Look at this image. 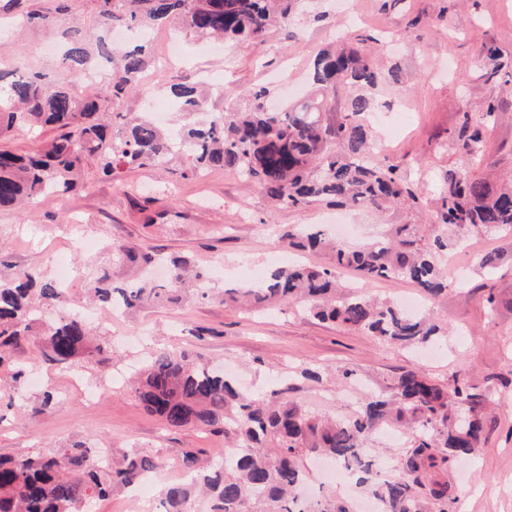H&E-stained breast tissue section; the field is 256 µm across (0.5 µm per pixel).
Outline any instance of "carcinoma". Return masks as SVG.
Returning <instances> with one entry per match:
<instances>
[{"mask_svg":"<svg viewBox=\"0 0 512 512\" xmlns=\"http://www.w3.org/2000/svg\"><path fill=\"white\" fill-rule=\"evenodd\" d=\"M296 0H105L103 24L152 29L168 18L182 19L183 30L232 40L262 37L272 24L288 18ZM70 38L66 60L82 71L89 62L84 36ZM99 56L112 64L111 94L119 99L139 91L142 74L153 63L146 46L117 50L99 41ZM487 80L512 82L502 73L495 50L486 53ZM313 98L283 110L267 107L269 90L245 91L242 102L204 121L163 131L135 119L115 131L103 121L97 99L78 100L63 86L48 89L39 74L15 67L0 70V140L18 131L52 126L59 135L32 155L0 149V212L27 200L62 197L76 186L85 160L94 158L103 176L123 168L167 169L183 159V177H197L213 167L236 172L258 185L278 209L313 202L357 208L397 206L414 198L397 168L370 158L368 119L372 101L364 94L347 98L334 118L331 95L342 83L372 86L378 79L374 56L355 48L326 49L312 64ZM169 93L189 108L202 110L198 87L169 86ZM457 139L473 158L482 157V133L463 126ZM441 219L461 230H512V184L498 187L449 170L439 187ZM288 246L324 253L328 262L315 267L291 264L269 273L259 284L224 289V301L243 300L257 310L302 304L305 314L339 323L381 343L403 347L437 346L445 330L429 317L411 315L392 301L338 291L337 273L353 270L361 279L406 280L436 297L447 287L437 255L447 247L442 236L425 239L411 224L394 226L389 235L356 249L319 228H290ZM165 282H109L107 273L89 278V293L107 304L133 311L182 298L188 271L184 258L170 260ZM57 281L39 271L14 266L0 277V366L10 349L44 326L43 356L67 364L91 361L107 349L94 343L80 315L64 312L52 321L45 313L59 306ZM135 392L144 409L169 426H198L224 432V460L201 461L199 452L182 453L187 479L161 489L165 512H186L196 489L209 498L208 512H349L342 501L316 502L298 495L304 461L326 455L349 471L356 484L377 501L380 512H451L457 497L448 482L455 459L472 460L485 442L482 394L461 374L446 387L419 370H406L381 391L363 397L354 413L313 415L281 397L245 396L223 372L188 354L154 352L144 360ZM412 434L398 465L383 474L364 442L386 426ZM83 442L18 460L0 459V512H80L106 498L115 486L131 487L156 469L147 455L130 450L107 466L95 460Z\"/></svg>","mask_w":512,"mask_h":512,"instance_id":"carcinoma-1","label":"carcinoma"}]
</instances>
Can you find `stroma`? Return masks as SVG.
Returning a JSON list of instances; mask_svg holds the SVG:
<instances>
[{
  "label": "stroma",
  "mask_w": 512,
  "mask_h": 512,
  "mask_svg": "<svg viewBox=\"0 0 512 512\" xmlns=\"http://www.w3.org/2000/svg\"><path fill=\"white\" fill-rule=\"evenodd\" d=\"M102 5L103 0H0V31L10 39L0 49V68L24 59L49 82L80 96L84 89L78 74L63 59L62 33L77 28L87 42H96L105 33L99 24ZM348 9L344 17L336 0H299L288 22L244 43L204 42L181 34L186 62L164 80L197 84L206 70L213 83L232 93L266 86L283 100L288 90L307 89L311 62L327 44L336 41L375 52L380 73L369 95L376 107L400 103L412 117L398 131L386 121L374 125V135L393 138L380 160L398 165L415 183L418 203L384 211L323 203L275 210L259 189L224 168L185 179L144 167L110 179L94 159H87L77 191L0 214V270L33 266L53 276L52 252L60 246V227L72 222L74 232L96 241L99 249L70 255L74 277L65 297L70 308H94L89 324L106 334L112 346L101 362L72 366L46 363L36 336L14 350L13 365L38 369L43 381L36 388L17 385L10 368H0V386L16 392L14 406L0 401V456L20 459L76 442L111 449L116 457L135 448L157 463L162 486L182 478L185 449H197L208 460L221 459L223 433L167 426L140 404L129 378L145 356L160 349L232 366L243 390H282L289 401L314 414L343 411L340 397L346 388L336 381L341 369L360 370L371 388L410 368L446 386L466 371L487 398L488 439L477 461L458 460L448 470L456 509L512 512V233L466 235L465 246L444 256L448 286L425 302L423 311L447 328L448 341L431 358L320 322L294 304L267 313L187 294L181 303H157L112 322L106 305L88 302L90 271L104 270L117 281L134 274L133 263L112 255L115 242L137 256L186 258L206 268L213 286L221 288L250 281L254 269L324 264L323 254L285 248L280 233L290 225L326 229L341 222L349 227L347 242L357 247L396 224L437 233V185L446 171L491 183L512 175V84L486 81L483 63L490 48L512 62V0H349ZM47 11L51 22L22 20L23 13ZM493 99L502 110L483 132L482 160L471 159L453 135L464 119L478 120ZM490 255L495 264L483 267L482 259ZM338 280L374 298L400 301L423 294L409 281L368 284L350 270L340 272ZM197 327L203 329L202 337L192 336ZM307 367L321 370V380L302 376ZM46 390L56 395L55 408L33 413Z\"/></svg>",
  "instance_id": "stroma-1"
}]
</instances>
